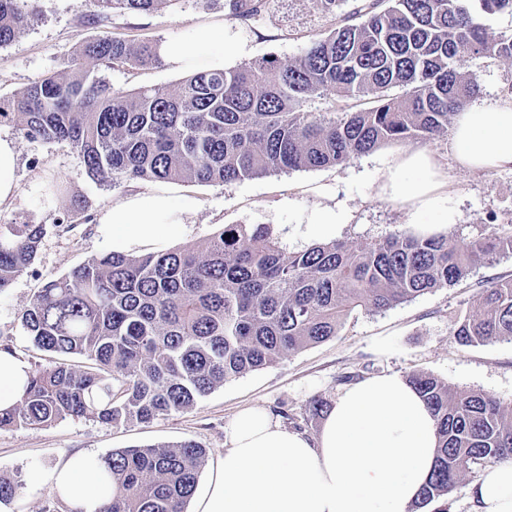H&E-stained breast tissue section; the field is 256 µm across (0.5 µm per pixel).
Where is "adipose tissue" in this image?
Segmentation results:
<instances>
[{"instance_id": "obj_1", "label": "adipose tissue", "mask_w": 512, "mask_h": 512, "mask_svg": "<svg viewBox=\"0 0 512 512\" xmlns=\"http://www.w3.org/2000/svg\"><path fill=\"white\" fill-rule=\"evenodd\" d=\"M227 51L220 34L192 35L160 48L166 62L186 74L223 68ZM451 138L459 167L512 169V102H467ZM450 182L431 152L409 148L383 174L381 192L410 209L412 234L427 237L455 221ZM431 212L439 214L438 223L425 222ZM97 222L105 249L132 254L163 250L192 230L165 190L109 204ZM31 374L25 358L0 349V411L21 401ZM224 445L193 512H408L434 469L436 422L402 375L382 372L340 389L315 437L249 407L232 420ZM39 481L70 512H98L116 493L101 457L91 451L66 457L41 472ZM471 494L475 512H512V461L488 466Z\"/></svg>"}]
</instances>
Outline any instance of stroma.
<instances>
[{"instance_id":"stroma-1","label":"stroma","mask_w":512,"mask_h":512,"mask_svg":"<svg viewBox=\"0 0 512 512\" xmlns=\"http://www.w3.org/2000/svg\"><path fill=\"white\" fill-rule=\"evenodd\" d=\"M35 5L34 24L0 47V100L63 70L82 45L101 35L170 42L187 33L220 30L225 43L244 48L243 53L225 55V67L232 68L269 55L290 63L303 54L309 38L323 34L330 25L314 0H269L263 18L252 25L231 18L228 0H169L143 14L102 12L91 0H36ZM456 66L477 76L478 99L489 104L512 101V62L464 56ZM104 75L114 89L125 92L151 86L174 90L185 78L165 63L117 66ZM0 136L16 143L19 184L15 201L0 208V224L49 227L31 269L0 293V346H9L33 365L48 364L51 356L33 345L21 316L46 281L101 253L96 217L112 202L167 188L175 206L187 208L194 225L191 235L171 240L174 248L203 243L222 226L245 224L267 226L283 250L300 251L315 245V238L306 233L307 225L326 206L350 213L351 221L340 238L352 245L407 230L411 221L406 209L378 195L383 172L404 149L400 143L381 145L336 168L271 173L228 185L133 181L115 186L90 176L68 143L25 138L10 121L0 123ZM423 147L450 170L456 221L447 229L449 236L464 245L491 230L512 229V170L455 169L447 133ZM52 181L62 183L68 196L85 203L84 211L72 216L71 231L52 228L63 206L62 200L44 191ZM496 279H512V254L477 266L455 286L380 312L355 310L342 320L335 336L226 381L187 412L126 426L68 418L48 426L2 429L0 476L24 485L8 512H69L36 482L35 473L78 450L103 455L118 448L192 440L205 448L207 460H214L224 451L233 417L245 407L266 408L285 428L316 435L322 420L308 411L312 399L333 401L348 380L382 371L431 375L512 404V344L464 346L449 334L455 321L471 314L476 293Z\"/></svg>"}]
</instances>
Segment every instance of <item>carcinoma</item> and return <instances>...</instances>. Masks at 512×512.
Segmentation results:
<instances>
[{"instance_id": "obj_1", "label": "carcinoma", "mask_w": 512, "mask_h": 512, "mask_svg": "<svg viewBox=\"0 0 512 512\" xmlns=\"http://www.w3.org/2000/svg\"><path fill=\"white\" fill-rule=\"evenodd\" d=\"M102 11L147 13L171 0H93ZM332 22L304 54L192 74L180 87L116 91L98 67L162 62L159 39L100 36L60 73L0 102V121L27 138L66 141L100 181L231 184L271 172L333 168L378 146L432 141L479 90L455 68L461 56L512 61V32L490 36L484 18L512 0H314ZM267 0H230L243 23ZM35 19L26 0H0V47ZM406 88L402 98L387 90ZM333 100L323 112L304 104ZM47 224H0V293L34 263ZM512 252L496 231L458 246L450 236L393 232L352 246L332 241L280 249L264 227L221 228L202 245L143 255L91 256L39 288L22 325L40 350L0 429L66 418L148 422L191 409L224 381L336 335L356 309L380 311L460 282L475 265ZM450 335L464 346L512 343V280L482 289ZM83 357L89 364L69 359ZM437 419L438 459L414 509L439 504L474 465L512 460V405L412 373ZM117 494L98 512H184L206 451L193 441L114 449L102 457ZM23 484L0 477V505Z\"/></svg>"}]
</instances>
